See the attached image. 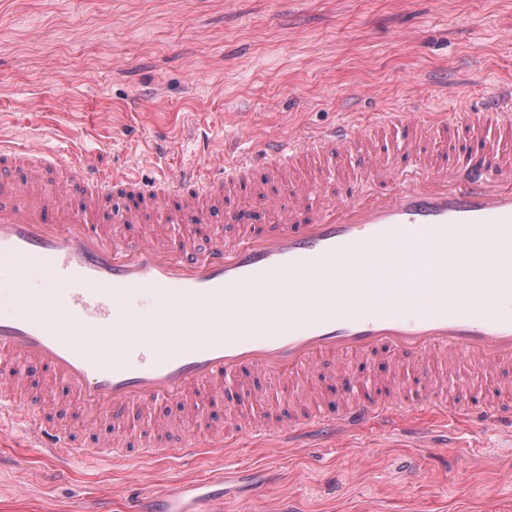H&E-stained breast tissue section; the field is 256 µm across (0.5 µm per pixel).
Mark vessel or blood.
<instances>
[{
    "label": "vessel or blood",
    "instance_id": "vessel-or-blood-1",
    "mask_svg": "<svg viewBox=\"0 0 512 512\" xmlns=\"http://www.w3.org/2000/svg\"><path fill=\"white\" fill-rule=\"evenodd\" d=\"M472 145L456 159L449 134ZM512 87L482 111L426 118L378 112L371 125L347 112L302 137L266 139L248 150L205 146L202 166L144 181L76 152L67 165L81 189L72 205L44 177L58 160L41 141L19 148L0 135V355L52 372L88 414L120 423L134 405H179L193 391L222 400L224 383L252 369L308 394L311 413L273 423L238 414L226 427L186 434L177 418L154 423L158 438L129 448L120 434L88 448L0 372V427L32 433L58 463L82 456L124 465L223 452L245 435L285 448L353 432L396 411L481 420L512 431V407L488 392L450 396L437 374L467 357L474 371L512 368ZM358 155V178L328 159ZM308 176L272 196L288 167ZM128 203L114 224H140L164 209L193 236L165 227L135 243L100 224L112 194ZM247 197L270 208L268 230L214 234L211 222L241 225ZM494 263L477 267L474 254ZM440 263L454 287L431 272ZM41 290L32 293L30 278ZM153 299L149 318L132 301ZM383 353L415 368L410 379L351 374L349 359ZM337 363L348 392L337 404L312 392L319 359ZM227 474L178 483L129 512H219Z\"/></svg>",
    "mask_w": 512,
    "mask_h": 512
}]
</instances>
